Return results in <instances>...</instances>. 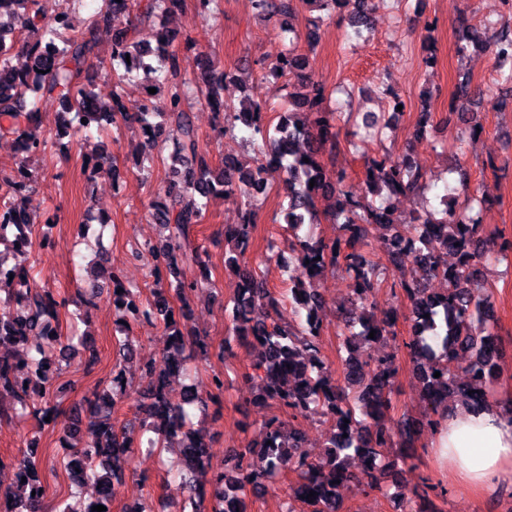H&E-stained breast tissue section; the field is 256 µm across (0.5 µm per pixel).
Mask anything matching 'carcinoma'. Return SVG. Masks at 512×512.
<instances>
[{
  "label": "carcinoma",
  "mask_w": 512,
  "mask_h": 512,
  "mask_svg": "<svg viewBox=\"0 0 512 512\" xmlns=\"http://www.w3.org/2000/svg\"><path fill=\"white\" fill-rule=\"evenodd\" d=\"M183 0H102L103 9L92 27L80 34L69 33V26L59 24L53 14V0H0V30L12 32L14 26L41 31L39 37L25 44L31 66L40 70L29 80L24 68L10 64L12 44L0 40V137H10L18 145L22 159L10 174L0 176V245L9 244L12 251L24 258L32 247V227L25 209L16 206L8 195L22 192L29 186V162L42 153L47 139L41 131V116L36 107H28L26 95L41 94L59 100L66 113L85 120L86 124H117L135 120L146 146L154 148L168 142L167 125L173 124L178 137L172 142V157L191 160V166L171 170L166 183L153 202V217L162 224L167 235L159 245H146L144 251L155 266H164L173 281L169 288H159L154 299L135 306L129 288H120L118 270L107 269V277L99 281L97 271L91 272L86 288L77 292L86 309L96 307V299L106 286L119 296L115 311L132 308L140 320L160 321L167 325L170 344L163 354V366L152 363L142 366L146 381L147 403L140 411L139 425L118 426L112 414L126 394L124 368L112 367L104 380L105 389L86 399L93 414V430L89 440L71 451L62 466L78 483L89 484L95 495L81 512H92L97 505L109 506L116 494L126 466L142 450L141 434L151 433L148 449H168L171 439H179V451L173 467L190 482L191 512H227V503L236 502L240 512H247L248 489L275 478L285 471L296 474L293 495L309 507V512H341L339 490L345 484L368 487L383 494L386 475L385 453L395 442L409 444L422 431L434 433L448 417V401L466 397L470 406L478 408L490 401V394L481 385L462 384L455 372L486 374L493 382L500 375L497 332L490 323L493 295L484 288L485 270L493 262L505 258L500 249L489 246L482 236L480 215L472 214L475 198L461 206L443 199L444 208L418 214L413 225L395 232L388 243L387 260L398 273L391 291L402 290L411 302L413 337L407 343L412 352L421 397L430 407L432 417L426 422L403 419L393 429L384 423L392 407V387L397 373L394 354L375 355L372 345L392 335L391 324L373 320L374 297L384 278L375 262L363 253L366 225H394L388 199L419 191L423 174L404 156H384L366 164L367 191L357 197L348 190L347 176L325 164L323 151H336L337 115L322 111L326 98L323 85L308 74L310 58L300 50V36L288 26L300 0H253L258 14L279 16L283 25V48L268 64L275 77H286L288 105L292 112L276 125L265 121L266 112L257 102L237 106L224 102V83L234 79L229 69L216 67L210 59L199 63L198 72L180 77L178 56L164 49L170 43L166 26L156 32L157 50L137 40L135 26L112 28V17L135 7L140 9L139 21L150 20L156 12L169 21ZM200 15L207 21L223 12V0H197ZM320 9L336 10L344 3L352 27L364 25L369 13V0H313ZM51 18V23L44 20ZM104 24L112 29V89L98 91L92 83H84L87 61L94 52L95 27ZM480 47L490 52L499 67L502 82L512 83V29L502 28L488 36L474 28L463 37L457 52ZM156 75L167 85L164 99L158 103L146 100L135 112L118 91L119 84L139 74ZM196 99L223 115L224 133L235 132L242 124L259 142L258 157L253 168L244 171L232 162L215 172L200 145V136L186 101ZM481 104V90L471 88L468 80L460 82L452 93L449 108L455 111L464 130L461 135L475 134L474 109ZM315 112L314 126L308 127L298 118L301 111ZM274 168L288 187L284 222L293 232L292 250L300 276L289 288L292 301L306 310L304 323L283 326L272 313L280 297L272 292L255 269L239 263L245 255L257 223L254 199L266 191V176ZM110 173L113 185L119 184L117 171L109 158L95 157L91 177ZM314 186H309L310 180ZM332 199L331 216L344 230V238L332 244L301 233L306 224L317 223L316 199ZM237 196L244 212L241 224L225 233V243L238 253L228 258V266L240 280L234 301L235 315L229 318L234 335L252 340L261 347L255 364L258 379L257 400L271 401L288 409L289 419L277 417L263 424L265 442L259 450L246 448L237 456L234 476L213 470L212 448L197 437L187 421V405H205L191 385L184 386L183 399L169 397L170 382L185 374L186 361L208 354L204 339L192 334L187 325H180L172 316L166 292L174 293L181 302V316L191 318L186 290L198 287V280H186L184 268H197L200 277L208 275L207 262L200 247L190 238L191 227L202 223L212 200ZM454 252L457 263L446 262ZM337 265L352 280L350 307L342 308L345 321L344 382L327 374L320 356L322 325L318 316L321 300L316 279L326 265ZM420 270L425 277H440L448 282L446 291L435 295L423 280L411 274ZM68 300L58 298L48 288L37 287L25 265L4 267L0 261V422L13 415L36 410L37 400L46 396L62 363L75 352V345L63 339L60 326L62 308ZM375 337H369L371 331ZM58 352L57 366L47 369L49 358ZM373 365V375L366 368ZM440 373L435 378L424 368ZM475 393L468 394L469 390ZM320 413L332 420L328 447L319 457L302 448L303 436L294 421L300 416ZM364 462L360 470H350L352 454ZM18 482L17 489L0 494V512H42L45 493L39 478L41 462L31 453H21L12 460ZM314 494L307 499L308 494Z\"/></svg>",
  "instance_id": "obj_1"
}]
</instances>
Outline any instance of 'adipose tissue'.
Here are the masks:
<instances>
[{"label":"adipose tissue","instance_id":"ef3b65f1","mask_svg":"<svg viewBox=\"0 0 512 512\" xmlns=\"http://www.w3.org/2000/svg\"><path fill=\"white\" fill-rule=\"evenodd\" d=\"M435 445L474 487H488L494 477H512V411L492 403L478 412L457 407Z\"/></svg>","mask_w":512,"mask_h":512}]
</instances>
